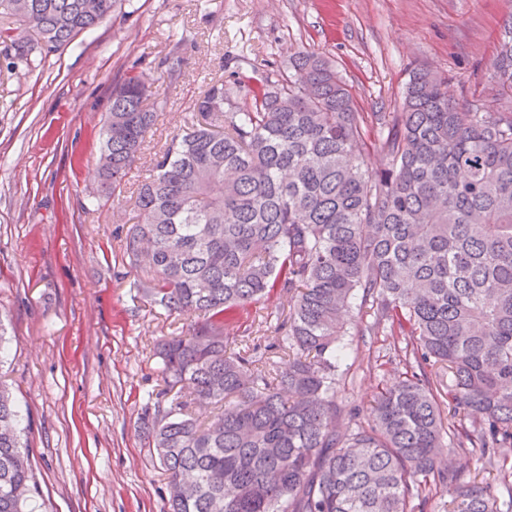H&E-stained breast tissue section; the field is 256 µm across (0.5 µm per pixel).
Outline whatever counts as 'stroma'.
<instances>
[{"mask_svg": "<svg viewBox=\"0 0 512 512\" xmlns=\"http://www.w3.org/2000/svg\"><path fill=\"white\" fill-rule=\"evenodd\" d=\"M512 0H120L110 21L62 53L9 68L0 58V381L29 428V453L51 512H167L169 489L138 429L158 389L156 339L190 320L154 309L119 237L139 219L134 192L170 139L196 123L194 100L248 57L277 78L316 52L335 66L360 112H395L412 72L446 76L458 105L512 109L493 61ZM180 57L176 75L167 59ZM153 85L157 114L119 202L98 193L96 164L113 84L128 72ZM287 294L246 306L224 327L236 347L274 345L267 317ZM352 316L336 373L341 429L367 411L396 365L382 337Z\"/></svg>", "mask_w": 512, "mask_h": 512, "instance_id": "obj_1", "label": "stroma"}]
</instances>
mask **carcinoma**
Masks as SVG:
<instances>
[{
	"label": "carcinoma",
	"mask_w": 512,
	"mask_h": 512,
	"mask_svg": "<svg viewBox=\"0 0 512 512\" xmlns=\"http://www.w3.org/2000/svg\"><path fill=\"white\" fill-rule=\"evenodd\" d=\"M102 2L0 0V56L15 69L35 48L60 52L112 19L119 0ZM495 69L512 92V16ZM237 82L244 106L222 81L194 102L201 120L137 189L141 221L121 245L151 305L197 316L156 344L164 388L140 422L177 489L168 512H414L433 491L448 512H500L494 487L443 454L469 448L502 471L496 450L512 447V112L464 111L447 79L419 70L401 111L366 115L313 52L285 77L253 68ZM151 94L141 74L112 87L97 169L108 199L141 159ZM371 149L387 159L378 172ZM274 292L290 295L280 360L230 348L226 316ZM356 298L401 372L345 432L336 368ZM175 389L186 399L161 410ZM24 433L0 383V512H46Z\"/></svg>",
	"instance_id": "obj_1"
}]
</instances>
